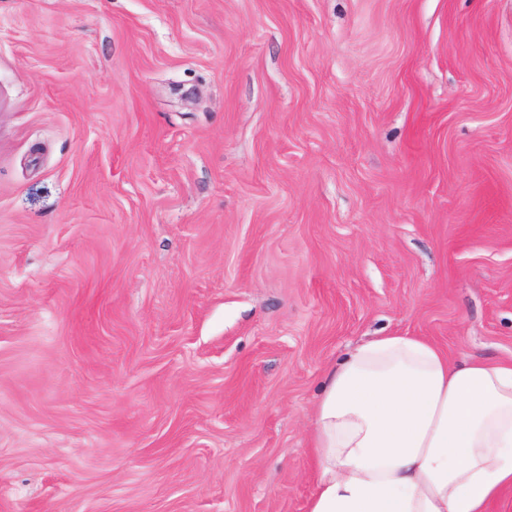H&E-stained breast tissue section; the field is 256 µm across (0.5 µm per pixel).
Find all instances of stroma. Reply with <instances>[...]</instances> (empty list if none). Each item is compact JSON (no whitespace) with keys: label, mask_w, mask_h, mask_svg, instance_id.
<instances>
[{"label":"stroma","mask_w":512,"mask_h":512,"mask_svg":"<svg viewBox=\"0 0 512 512\" xmlns=\"http://www.w3.org/2000/svg\"><path fill=\"white\" fill-rule=\"evenodd\" d=\"M385 332L512 362V0H0V512H307Z\"/></svg>","instance_id":"obj_1"}]
</instances>
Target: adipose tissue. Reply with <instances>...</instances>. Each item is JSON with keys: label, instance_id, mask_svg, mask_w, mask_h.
I'll return each instance as SVG.
<instances>
[{"label": "adipose tissue", "instance_id": "adipose-tissue-1", "mask_svg": "<svg viewBox=\"0 0 512 512\" xmlns=\"http://www.w3.org/2000/svg\"><path fill=\"white\" fill-rule=\"evenodd\" d=\"M308 512H491L512 490V363L386 333L326 371Z\"/></svg>", "mask_w": 512, "mask_h": 512}]
</instances>
